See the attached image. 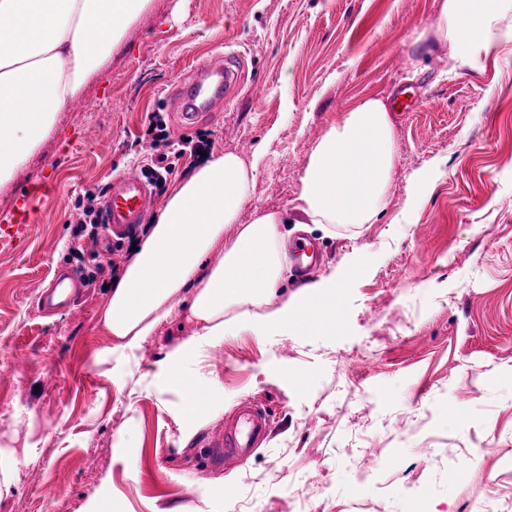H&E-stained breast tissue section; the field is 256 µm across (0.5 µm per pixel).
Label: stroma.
<instances>
[{
	"mask_svg": "<svg viewBox=\"0 0 512 512\" xmlns=\"http://www.w3.org/2000/svg\"><path fill=\"white\" fill-rule=\"evenodd\" d=\"M436 0H150L100 71L58 113L14 177L0 217L28 186L47 189L22 238H0V512H512V53L484 72H449V45L418 61L414 31L434 29ZM241 63L216 116L183 125L168 106L178 84L213 56ZM495 95H488V88ZM394 108L397 168L375 224L312 225L319 275L344 280L334 325L244 331L183 368L214 380L225 410L252 397L273 412L272 434L244 459L205 469L221 419L182 435L181 396L153 380L188 335L178 320L130 360L97 325L121 247L74 233L87 194L164 156L162 198L210 156L261 152L255 206L287 213L308 156L364 97ZM442 160L418 189L407 178ZM84 276L67 310L40 313L58 270ZM442 162L440 160L435 161L432 165L426 168H421L413 171L408 177V183L410 185L406 210L399 216L394 218L395 223L408 224L409 217L413 210L418 205V197L416 194V188L422 186H429L434 176L439 172Z\"/></svg>",
	"mask_w": 512,
	"mask_h": 512,
	"instance_id": "35a3bbf8",
	"label": "stroma"
}]
</instances>
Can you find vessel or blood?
Returning a JSON list of instances; mask_svg holds the SVG:
<instances>
[{
    "mask_svg": "<svg viewBox=\"0 0 512 512\" xmlns=\"http://www.w3.org/2000/svg\"><path fill=\"white\" fill-rule=\"evenodd\" d=\"M236 82L235 72L228 57L219 56L193 74L185 101L198 112H214ZM151 182L141 172L116 176L105 194L101 209V222L111 238L120 240L132 234L151 200ZM38 191L29 189L21 194L7 224L0 226V237H21L28 231L31 213L40 201ZM291 259L297 278L309 279L316 259L305 244H296ZM78 277L70 272L61 273L53 286L41 296V309L49 313L68 305L71 291L77 288ZM271 428L270 415L262 405L245 400L224 419L222 430L212 435L207 446L211 450L210 463L218 465L228 457L247 456L267 437Z\"/></svg>",
    "mask_w": 512,
    "mask_h": 512,
    "instance_id": "1",
    "label": "vessel or blood"
}]
</instances>
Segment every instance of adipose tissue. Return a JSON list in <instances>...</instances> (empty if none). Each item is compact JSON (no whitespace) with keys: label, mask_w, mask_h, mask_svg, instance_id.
Segmentation results:
<instances>
[{"label":"adipose tissue","mask_w":512,"mask_h":512,"mask_svg":"<svg viewBox=\"0 0 512 512\" xmlns=\"http://www.w3.org/2000/svg\"><path fill=\"white\" fill-rule=\"evenodd\" d=\"M150 0H0V183L9 181L52 129L56 115L108 61ZM439 23L411 41L420 56L450 45V71H484L512 45V0H439ZM390 108L366 97L329 127L312 149L297 200L305 224H372L397 174ZM257 162L237 152L193 168L157 204L142 239L112 282L101 311L114 351L142 342L185 312L194 326L157 362L167 379L234 329L287 332L318 328L336 301V277L272 300L287 260L285 213L252 208ZM248 223H241L243 211ZM222 262L208 261L214 252Z\"/></svg>","instance_id":"adipose-tissue-1"}]
</instances>
